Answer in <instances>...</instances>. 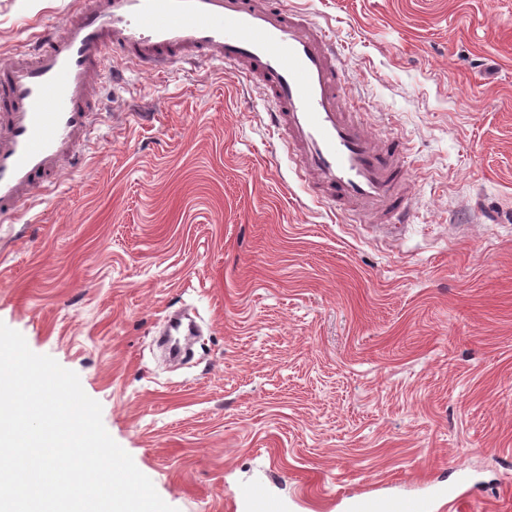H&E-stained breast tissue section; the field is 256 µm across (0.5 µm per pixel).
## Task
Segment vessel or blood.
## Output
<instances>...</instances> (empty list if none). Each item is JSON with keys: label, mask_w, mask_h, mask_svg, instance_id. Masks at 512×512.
<instances>
[{"label": "vessel or blood", "mask_w": 512, "mask_h": 512, "mask_svg": "<svg viewBox=\"0 0 512 512\" xmlns=\"http://www.w3.org/2000/svg\"><path fill=\"white\" fill-rule=\"evenodd\" d=\"M162 72L180 60H219L259 80L301 178L336 211L405 225L410 195L407 141L373 138L344 106L347 75L335 35L283 0H81L61 31L0 65V215L47 190L63 162L77 164L97 122L93 87L104 49ZM450 512L468 504L457 484L438 495L360 498L353 512Z\"/></svg>", "instance_id": "vessel-or-blood-1"}]
</instances>
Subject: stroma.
I'll return each mask as SVG.
<instances>
[{"instance_id":"35a3bbf8","label":"stroma","mask_w":512,"mask_h":512,"mask_svg":"<svg viewBox=\"0 0 512 512\" xmlns=\"http://www.w3.org/2000/svg\"><path fill=\"white\" fill-rule=\"evenodd\" d=\"M332 29L348 100L416 158L411 218L317 203L263 88L217 61L98 88L83 171L0 225V321L74 371L177 512H349L467 471L512 512V0H285ZM77 0H0V64ZM186 307L193 360L153 339Z\"/></svg>"}]
</instances>
